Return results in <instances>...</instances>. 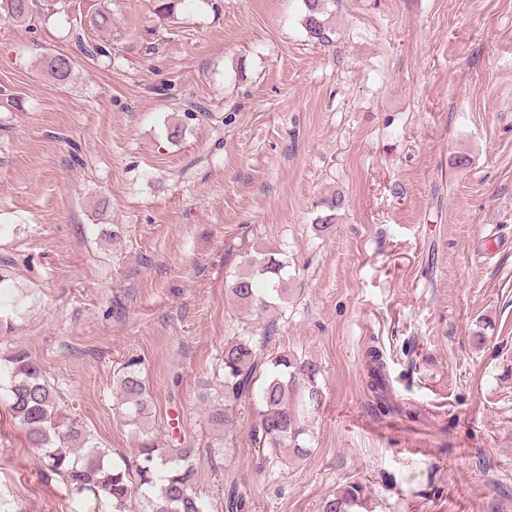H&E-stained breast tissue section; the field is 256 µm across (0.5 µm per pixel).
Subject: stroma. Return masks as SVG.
I'll return each mask as SVG.
<instances>
[{
	"label": "stroma",
	"instance_id": "1",
	"mask_svg": "<svg viewBox=\"0 0 512 512\" xmlns=\"http://www.w3.org/2000/svg\"><path fill=\"white\" fill-rule=\"evenodd\" d=\"M99 3L0 18V263L24 296L0 311V356L26 349L128 459L115 379L141 359L149 426L194 449L208 512L232 484L243 512H321L349 483L373 512H512V0H327V45L302 0H176L167 17L112 0L111 28L88 32L112 58L93 61L69 28ZM58 53L77 61L64 87L43 66ZM333 189L345 207L321 232ZM264 249L288 298L246 310L228 285ZM237 336L259 362L320 365L307 459L255 446L256 397L209 424ZM372 343L416 419L379 413ZM87 510L0 397V512Z\"/></svg>",
	"mask_w": 512,
	"mask_h": 512
}]
</instances>
